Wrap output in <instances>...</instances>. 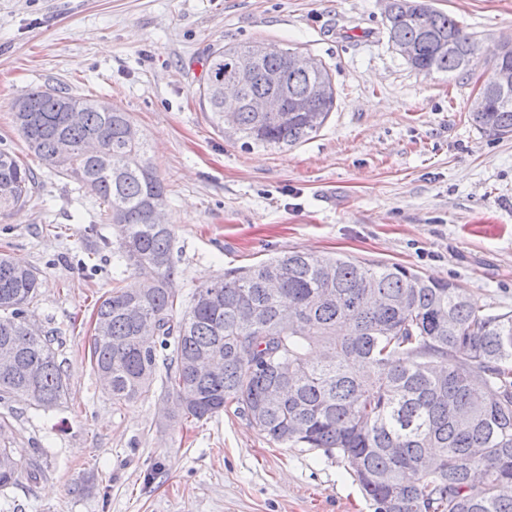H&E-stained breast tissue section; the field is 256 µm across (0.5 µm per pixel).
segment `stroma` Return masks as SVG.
Masks as SVG:
<instances>
[{
    "label": "stroma",
    "instance_id": "obj_1",
    "mask_svg": "<svg viewBox=\"0 0 512 512\" xmlns=\"http://www.w3.org/2000/svg\"><path fill=\"white\" fill-rule=\"evenodd\" d=\"M480 47L469 73L424 74L392 49L384 0H0V148L35 171L0 212V254L40 272L32 308L62 331L69 395L49 412L12 402L19 442L46 475L0 491L18 512H372L341 458L268 440L233 408L160 426L167 395L116 406L84 349L112 288V227L97 197L45 169L13 121L35 88L128 112L168 189L178 308L225 269L293 251L400 263L512 311V138L469 120L512 0H430ZM272 42L321 60L336 108L312 139L246 149L203 112L218 46Z\"/></svg>",
    "mask_w": 512,
    "mask_h": 512
}]
</instances>
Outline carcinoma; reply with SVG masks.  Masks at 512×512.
Instances as JSON below:
<instances>
[{
	"label": "carcinoma",
	"mask_w": 512,
	"mask_h": 512,
	"mask_svg": "<svg viewBox=\"0 0 512 512\" xmlns=\"http://www.w3.org/2000/svg\"><path fill=\"white\" fill-rule=\"evenodd\" d=\"M386 29L392 39L418 44L411 68L428 74H465L479 56L475 39L436 9L425 26L392 12ZM441 39L451 48L440 54ZM251 50L219 47L208 55L199 100L221 133L224 99L214 81ZM286 55L282 49L255 60L245 96L271 93L261 80L266 69L285 70L280 94L290 99L331 80L324 65L287 70ZM30 96L31 111L13 114L18 130L44 166L102 200V221L116 239L112 266L140 275L116 280L95 312L108 331L92 334L90 362L110 374L112 404L148 395L171 347L161 381L176 406L173 424L207 420L233 405L275 443L341 457L373 512H512V311L479 309L459 285L402 264L288 253L202 282L179 316L174 230L153 214L165 187L146 141L125 140L128 113L100 112L96 99L60 89ZM335 100L332 93L311 111H288L274 122L240 106L236 136L247 148L294 147L325 125ZM64 101L82 110L81 123L67 121ZM470 120L486 136L512 137V101L490 92L486 110ZM90 136L100 140L97 158L82 153ZM63 144L70 161L59 167L53 157ZM35 185L34 172L0 149V210L25 204ZM37 295L38 272L0 256V347H12L30 369L0 374V401L48 411L67 398L69 382L60 331L25 330ZM141 320L158 323L147 346L139 342ZM200 356L214 364L208 375L192 370ZM46 454L16 440L0 443V490L23 474L38 482Z\"/></svg>",
	"instance_id": "1"
}]
</instances>
